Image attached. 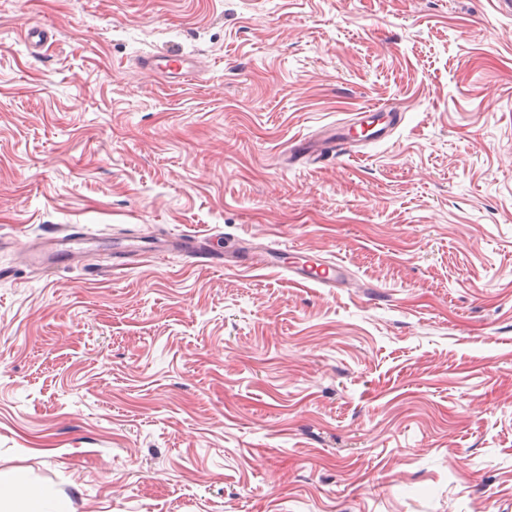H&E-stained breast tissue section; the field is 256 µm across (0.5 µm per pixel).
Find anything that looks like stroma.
<instances>
[{
    "mask_svg": "<svg viewBox=\"0 0 512 512\" xmlns=\"http://www.w3.org/2000/svg\"><path fill=\"white\" fill-rule=\"evenodd\" d=\"M175 53L193 80L140 66ZM375 106L385 139L293 156ZM196 231L280 266L137 252ZM302 256L341 282L297 284ZM0 269L2 486L71 512H512V15L0 0ZM15 480V491L10 497L14 501L8 512H70L69 505L52 488L31 491L21 475H16Z\"/></svg>",
    "mask_w": 512,
    "mask_h": 512,
    "instance_id": "1",
    "label": "stroma"
}]
</instances>
